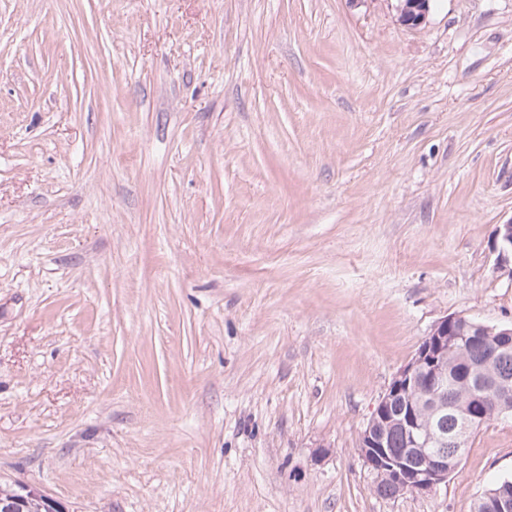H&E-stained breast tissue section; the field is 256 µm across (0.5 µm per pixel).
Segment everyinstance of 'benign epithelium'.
<instances>
[{
  "label": "benign epithelium",
  "instance_id": "7a95c632",
  "mask_svg": "<svg viewBox=\"0 0 512 512\" xmlns=\"http://www.w3.org/2000/svg\"><path fill=\"white\" fill-rule=\"evenodd\" d=\"M430 9L431 0H398V21L406 27H418L426 22ZM496 250L500 258L512 254V219L497 226ZM486 336L493 340L496 351L512 349V325H489L460 314L446 316L435 323L413 357L396 373L358 441L360 454L377 480L391 481L405 493L430 492L448 481V475L462 457L469 432L477 425L475 416L465 408L450 405L445 400L448 355L458 348L459 343ZM492 390L501 403V414L507 415L512 410L509 407L512 379L496 377ZM424 391L430 392L436 400L428 429L420 426L415 408L397 410L410 433L411 447L431 449L425 461L414 466L385 447V436L378 432L377 425L392 415V403L396 398ZM450 411L454 425L449 430L444 422Z\"/></svg>",
  "mask_w": 512,
  "mask_h": 512
}]
</instances>
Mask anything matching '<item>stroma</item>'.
<instances>
[{"label": "stroma", "instance_id": "1", "mask_svg": "<svg viewBox=\"0 0 512 512\" xmlns=\"http://www.w3.org/2000/svg\"><path fill=\"white\" fill-rule=\"evenodd\" d=\"M0 0V481L63 512H474L512 417L383 498L433 325L512 324V0ZM398 21L406 27H418L426 22L431 0H397Z\"/></svg>", "mask_w": 512, "mask_h": 512}]
</instances>
